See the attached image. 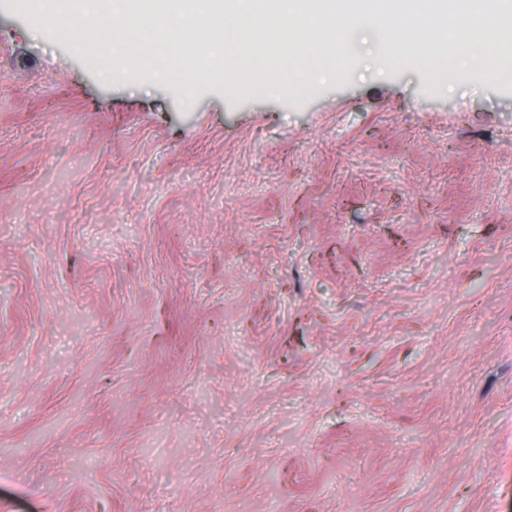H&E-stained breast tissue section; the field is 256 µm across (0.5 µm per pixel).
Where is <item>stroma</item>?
I'll return each mask as SVG.
<instances>
[{
    "mask_svg": "<svg viewBox=\"0 0 512 512\" xmlns=\"http://www.w3.org/2000/svg\"><path fill=\"white\" fill-rule=\"evenodd\" d=\"M110 62L0 0V512H512V62Z\"/></svg>",
    "mask_w": 512,
    "mask_h": 512,
    "instance_id": "stroma-1",
    "label": "stroma"
}]
</instances>
